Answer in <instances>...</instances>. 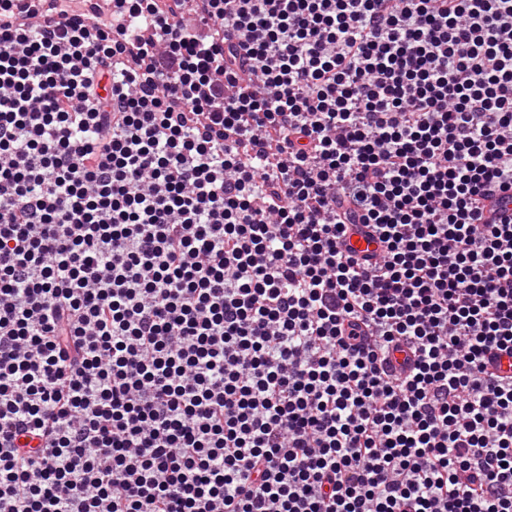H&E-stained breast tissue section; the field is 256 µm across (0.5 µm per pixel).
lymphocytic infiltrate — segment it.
Here are the masks:
<instances>
[{
  "label": "lymphocytic infiltrate",
  "mask_w": 512,
  "mask_h": 512,
  "mask_svg": "<svg viewBox=\"0 0 512 512\" xmlns=\"http://www.w3.org/2000/svg\"><path fill=\"white\" fill-rule=\"evenodd\" d=\"M185 3L0 0V512H512V0Z\"/></svg>",
  "instance_id": "1"
}]
</instances>
